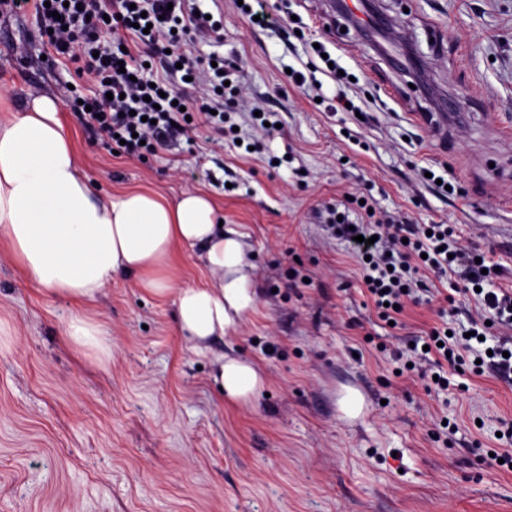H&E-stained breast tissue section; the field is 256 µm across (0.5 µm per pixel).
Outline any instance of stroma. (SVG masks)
<instances>
[{
  "mask_svg": "<svg viewBox=\"0 0 512 512\" xmlns=\"http://www.w3.org/2000/svg\"><path fill=\"white\" fill-rule=\"evenodd\" d=\"M337 2L268 0L281 25L264 30L233 0H195L218 30L193 56L242 71L278 123L270 135L243 110L238 140L200 129L127 160L67 110L103 192L212 195L247 236L257 305L196 353L172 299L118 277L91 306L111 348L80 346L66 334L71 302L44 296L0 245V512H512V466L494 460L512 452V381L476 371L470 353L444 391L398 372L404 337L467 327L474 295L425 273L455 305L409 302L390 328L358 258L325 226L328 205L355 192L409 223L452 225L512 286V0H371L394 27L391 48L415 54L423 79L465 106L443 141L412 118L432 102L412 92L410 72L356 35ZM47 52L31 12L0 13L13 102L37 89L66 107L82 94ZM340 93L356 112L326 111ZM223 354L260 365L253 403L225 401L214 380Z\"/></svg>",
  "mask_w": 512,
  "mask_h": 512,
  "instance_id": "1",
  "label": "stroma"
}]
</instances>
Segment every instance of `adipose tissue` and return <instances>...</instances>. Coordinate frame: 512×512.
Instances as JSON below:
<instances>
[{"label": "adipose tissue", "instance_id": "1", "mask_svg": "<svg viewBox=\"0 0 512 512\" xmlns=\"http://www.w3.org/2000/svg\"><path fill=\"white\" fill-rule=\"evenodd\" d=\"M244 239L237 225L220 224L202 191L173 200L143 188L101 194L51 96L28 92L19 109L0 96V242L42 291L82 308L113 278L135 276L155 297L174 295L179 327L199 350L256 307ZM180 247L197 252L210 282L175 287L169 260ZM215 380L231 403L249 402L263 386L255 363L226 354Z\"/></svg>", "mask_w": 512, "mask_h": 512}]
</instances>
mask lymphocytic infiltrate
Instances as JSON below:
<instances>
[{
  "mask_svg": "<svg viewBox=\"0 0 512 512\" xmlns=\"http://www.w3.org/2000/svg\"><path fill=\"white\" fill-rule=\"evenodd\" d=\"M0 8L34 13L53 58L69 61L75 75L89 83L84 118L107 139H121L119 156L157 154L174 133L198 127L225 134L230 110L243 97L237 85L199 98L174 90L176 75L200 80L202 71L189 45L215 30L205 17L184 11L183 0H0ZM106 32L112 35L108 46L102 43ZM147 52L164 58L165 78H148ZM329 222L363 258L366 290L383 321H393L409 291L420 287V270L456 273L476 287L486 279L474 254L454 239L450 225L403 224L373 213L353 224L335 208ZM489 321L509 331L493 347L490 366L500 378L512 377V356L506 354L512 346L511 288L484 290L476 323Z\"/></svg>",
  "mask_w": 512,
  "mask_h": 512,
  "instance_id": "f902f5d3",
  "label": "lymphocytic infiltrate"
}]
</instances>
